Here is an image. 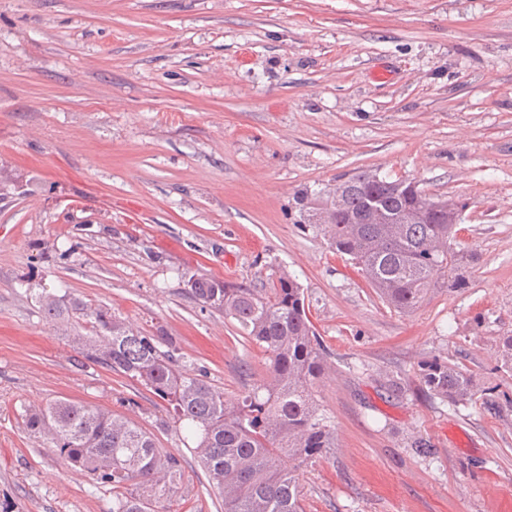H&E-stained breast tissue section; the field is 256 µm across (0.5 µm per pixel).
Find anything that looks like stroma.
I'll list each match as a JSON object with an SVG mask.
<instances>
[{
  "label": "stroma",
  "instance_id": "stroma-1",
  "mask_svg": "<svg viewBox=\"0 0 512 512\" xmlns=\"http://www.w3.org/2000/svg\"><path fill=\"white\" fill-rule=\"evenodd\" d=\"M361 170L464 204L465 287L397 313L303 223V193ZM284 273L330 354L314 394L336 446L297 471L306 512H512L497 363L512 334V0H0V512H110L22 423V405L59 398L135 419L181 458L172 512H224L159 401L80 366L71 338L88 324L45 318L37 296L164 329L233 400L267 358L185 284ZM434 359L477 374L494 404L428 393Z\"/></svg>",
  "mask_w": 512,
  "mask_h": 512
}]
</instances>
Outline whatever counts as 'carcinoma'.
<instances>
[{
    "label": "carcinoma",
    "instance_id": "obj_1",
    "mask_svg": "<svg viewBox=\"0 0 512 512\" xmlns=\"http://www.w3.org/2000/svg\"><path fill=\"white\" fill-rule=\"evenodd\" d=\"M328 192L301 197L307 223L328 229L336 252L348 257L388 307L413 312L442 279L450 290L466 285L473 256L457 246L451 224L463 208L420 216L425 191L417 182L363 171L336 180L330 210L321 207ZM188 294L201 307L224 313L267 356L266 377L236 402L207 373L184 371L182 354L163 331H135L66 294L45 292L38 303L53 320L77 313L91 318L90 335L72 337L78 353L164 403L177 429L194 438L193 452L224 497V512H304L297 468L336 447V433L312 393L329 365L301 285L284 275L259 292L196 278ZM103 338L111 348L99 358L91 349ZM498 353L500 369L512 373V335L500 339ZM419 377L428 392L452 403L486 399L488 388L476 374L447 361L424 365ZM22 419L34 437L112 494V512H164L157 504L181 483V459L130 418L67 399L28 405Z\"/></svg>",
    "mask_w": 512,
    "mask_h": 512
}]
</instances>
